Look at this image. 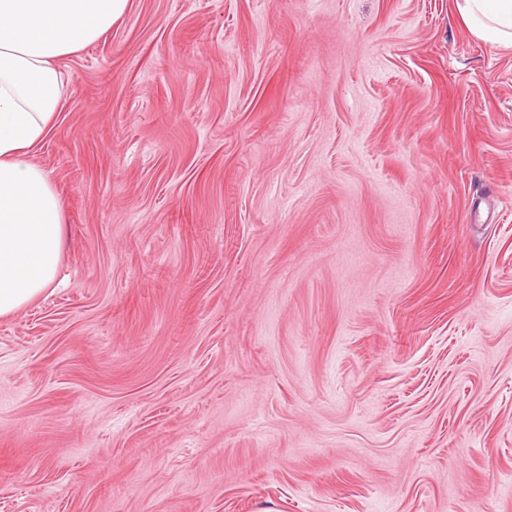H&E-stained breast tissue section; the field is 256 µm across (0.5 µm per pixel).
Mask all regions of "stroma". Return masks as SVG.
<instances>
[{"mask_svg":"<svg viewBox=\"0 0 512 512\" xmlns=\"http://www.w3.org/2000/svg\"><path fill=\"white\" fill-rule=\"evenodd\" d=\"M62 66L0 512H512V48L455 0H129Z\"/></svg>","mask_w":512,"mask_h":512,"instance_id":"stroma-1","label":"stroma"}]
</instances>
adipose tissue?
Returning a JSON list of instances; mask_svg holds the SVG:
<instances>
[{
    "label": "adipose tissue",
    "mask_w": 512,
    "mask_h": 512,
    "mask_svg": "<svg viewBox=\"0 0 512 512\" xmlns=\"http://www.w3.org/2000/svg\"><path fill=\"white\" fill-rule=\"evenodd\" d=\"M128 0H0V317L56 282L64 216L32 155L53 131L66 86L60 63L111 30ZM477 37L512 46V0H456Z\"/></svg>",
    "instance_id": "1"
}]
</instances>
